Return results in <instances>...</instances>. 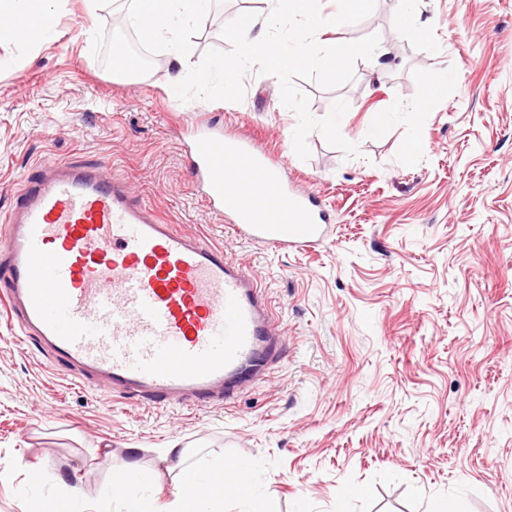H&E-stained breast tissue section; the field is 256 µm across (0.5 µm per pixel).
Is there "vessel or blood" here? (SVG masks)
Segmentation results:
<instances>
[{"mask_svg":"<svg viewBox=\"0 0 512 512\" xmlns=\"http://www.w3.org/2000/svg\"><path fill=\"white\" fill-rule=\"evenodd\" d=\"M191 184L244 238L299 250L321 241L315 195L249 137L193 144ZM0 282L21 335L113 393L167 405L227 402L271 365L276 322L255 279L223 247L167 224L104 165L53 161L23 178L0 224ZM235 461L199 486L235 494Z\"/></svg>","mask_w":512,"mask_h":512,"instance_id":"vessel-or-blood-1","label":"vessel or blood"}]
</instances>
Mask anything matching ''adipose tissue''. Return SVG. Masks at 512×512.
<instances>
[{"label":"adipose tissue","instance_id":"obj_1","mask_svg":"<svg viewBox=\"0 0 512 512\" xmlns=\"http://www.w3.org/2000/svg\"><path fill=\"white\" fill-rule=\"evenodd\" d=\"M134 3L141 37L166 49L170 57L166 79L170 87H178L193 57L192 44L184 30L207 15L212 0H134ZM50 14V0H0V44L50 38L54 32L53 25L46 22ZM21 27L26 30L22 38L17 35ZM211 476L208 470L181 468L171 492L173 512H201L205 498L197 494L196 488Z\"/></svg>","mask_w":512,"mask_h":512}]
</instances>
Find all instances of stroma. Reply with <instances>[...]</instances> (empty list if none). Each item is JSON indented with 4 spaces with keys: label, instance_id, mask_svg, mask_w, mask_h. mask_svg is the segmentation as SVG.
Returning a JSON list of instances; mask_svg holds the SVG:
<instances>
[{
    "label": "stroma",
    "instance_id": "stroma-1",
    "mask_svg": "<svg viewBox=\"0 0 512 512\" xmlns=\"http://www.w3.org/2000/svg\"><path fill=\"white\" fill-rule=\"evenodd\" d=\"M52 7L53 40L0 45V217L34 164L108 163L168 223L245 265L282 336L248 393L163 407L56 366L0 306V512L66 490L86 512H129L111 480L132 458L140 508L168 512L175 442L193 468L252 463L269 512H431L451 495L461 512H512V0H376L360 23L331 26L343 42L378 35L383 57L339 87L297 80L315 118L347 101L339 130L359 147L345 157L314 131L305 160L278 79L248 75L239 102H183L162 45L130 75L107 63L131 0L91 19L83 0ZM408 8L424 33L398 30ZM268 9L215 0L189 30L196 57L229 50L223 25ZM200 130L257 138L329 210L326 239L296 252L238 237L191 189Z\"/></svg>",
    "mask_w": 512,
    "mask_h": 512
}]
</instances>
